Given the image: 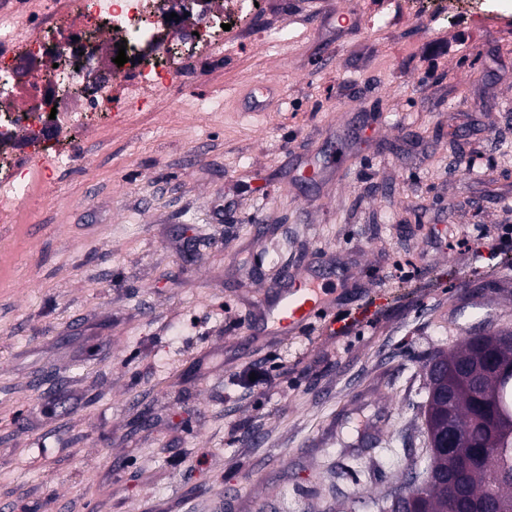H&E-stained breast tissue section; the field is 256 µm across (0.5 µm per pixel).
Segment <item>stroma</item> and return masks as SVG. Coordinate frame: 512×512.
Returning a JSON list of instances; mask_svg holds the SVG:
<instances>
[{
	"label": "stroma",
	"instance_id": "1",
	"mask_svg": "<svg viewBox=\"0 0 512 512\" xmlns=\"http://www.w3.org/2000/svg\"><path fill=\"white\" fill-rule=\"evenodd\" d=\"M372 2L258 0L279 43L181 64L0 224V512H386L423 470L426 359L512 331V0ZM318 257L337 316L386 305L251 334Z\"/></svg>",
	"mask_w": 512,
	"mask_h": 512
}]
</instances>
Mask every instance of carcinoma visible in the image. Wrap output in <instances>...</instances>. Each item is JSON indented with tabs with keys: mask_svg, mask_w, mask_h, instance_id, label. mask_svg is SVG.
<instances>
[{
	"mask_svg": "<svg viewBox=\"0 0 512 512\" xmlns=\"http://www.w3.org/2000/svg\"><path fill=\"white\" fill-rule=\"evenodd\" d=\"M442 359L450 398L439 400L431 386L424 410L430 478L388 512H512V343L469 336L455 351L432 354L425 366ZM450 432L465 447H441Z\"/></svg>",
	"mask_w": 512,
	"mask_h": 512,
	"instance_id": "carcinoma-1",
	"label": "carcinoma"
}]
</instances>
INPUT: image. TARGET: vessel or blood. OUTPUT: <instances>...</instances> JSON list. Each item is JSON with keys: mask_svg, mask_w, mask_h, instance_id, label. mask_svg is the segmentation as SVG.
Returning <instances> with one entry per match:
<instances>
[{"mask_svg": "<svg viewBox=\"0 0 512 512\" xmlns=\"http://www.w3.org/2000/svg\"><path fill=\"white\" fill-rule=\"evenodd\" d=\"M282 288L274 301H257L256 323L263 334L282 338L325 320L332 294L310 268H284Z\"/></svg>", "mask_w": 512, "mask_h": 512, "instance_id": "1", "label": "vessel or blood"}]
</instances>
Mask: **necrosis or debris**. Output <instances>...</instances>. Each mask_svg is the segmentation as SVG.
Listing matches in <instances>:
<instances>
[{"mask_svg": "<svg viewBox=\"0 0 512 512\" xmlns=\"http://www.w3.org/2000/svg\"><path fill=\"white\" fill-rule=\"evenodd\" d=\"M187 2L199 15L190 30L170 20L169 0H29L24 8L0 12V89H13L22 62L35 60L46 68L40 82L25 90L26 111L0 113L1 224L13 223L17 206L31 194L19 178L21 169L67 156L63 140L48 137L49 128L81 132L142 101L147 90L169 86L177 75L175 65L163 61L169 47L202 59L218 40L249 35L245 21L256 0H224L220 12L201 0ZM104 30L126 46L121 76H114L111 57L100 56L74 78L70 62L83 51L84 36ZM49 105L57 110L50 122L44 115Z\"/></svg>", "mask_w": 512, "mask_h": 512, "instance_id": "1", "label": "necrosis or debris"}]
</instances>
